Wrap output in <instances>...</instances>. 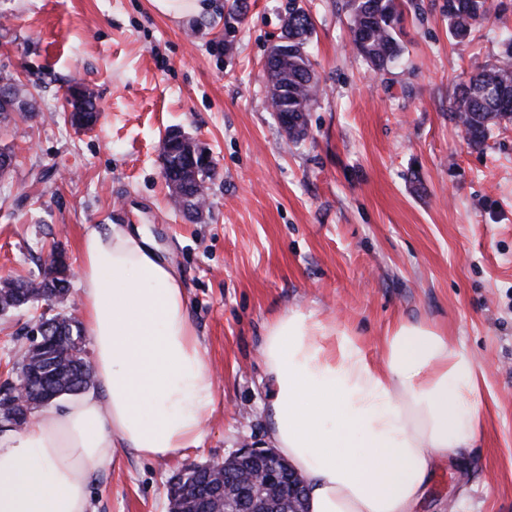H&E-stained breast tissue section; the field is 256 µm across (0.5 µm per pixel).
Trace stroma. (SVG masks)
<instances>
[{"label": "stroma", "mask_w": 512, "mask_h": 512, "mask_svg": "<svg viewBox=\"0 0 512 512\" xmlns=\"http://www.w3.org/2000/svg\"><path fill=\"white\" fill-rule=\"evenodd\" d=\"M310 10L320 95L307 137L283 135L263 64L290 3ZM445 0H404L399 58L381 71L351 46L344 0H208L173 19L151 0H0V75L41 107L0 123L18 163L0 179V278L71 263L89 228L144 227L181 277L215 383L200 448L182 459L123 450L90 482L91 512H168L186 465L266 440L267 326L299 309L354 330L378 357L396 321L438 326L484 369L481 437L437 466L419 512H512V126L472 147L458 85L500 61L512 0L473 40L448 34ZM94 128L57 109L74 82ZM212 154L211 206L188 220L163 179L170 129ZM33 309L0 313V378L18 366Z\"/></svg>", "instance_id": "1"}]
</instances>
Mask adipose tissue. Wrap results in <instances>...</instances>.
<instances>
[{
    "mask_svg": "<svg viewBox=\"0 0 512 512\" xmlns=\"http://www.w3.org/2000/svg\"><path fill=\"white\" fill-rule=\"evenodd\" d=\"M79 274L95 388L0 432V512H90L91 476L118 449L186 457L214 410L183 285L153 239L88 229ZM262 356L267 440L304 478L307 512H418L437 462L477 442L484 372L429 323H394L374 360L349 329L289 310Z\"/></svg>",
    "mask_w": 512,
    "mask_h": 512,
    "instance_id": "ef3b65f1",
    "label": "adipose tissue"
}]
</instances>
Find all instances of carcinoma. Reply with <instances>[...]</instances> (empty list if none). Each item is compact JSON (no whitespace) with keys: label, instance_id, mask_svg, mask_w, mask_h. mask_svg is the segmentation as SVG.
Listing matches in <instances>:
<instances>
[{"label":"carcinoma","instance_id":"carcinoma-1","mask_svg":"<svg viewBox=\"0 0 512 512\" xmlns=\"http://www.w3.org/2000/svg\"><path fill=\"white\" fill-rule=\"evenodd\" d=\"M489 0H447L448 33L457 41L474 37L477 27L489 15ZM350 18L352 47L377 70L394 62L401 53L399 34L402 23L400 0H346ZM313 29L312 18L301 7L288 11V22L282 37L288 39L291 53L276 62L269 58L266 66L272 72L273 88L280 92L274 107L288 108L290 116L298 123L288 129V138L294 142L307 134L308 112L317 101L320 85L309 56V35ZM503 56L509 62L500 66L485 67L464 83L455 94L452 112L464 129L469 143L474 147L484 144L495 127L512 125V34L503 39ZM37 112L35 97L24 90L20 79L0 77V122H9L18 113L31 117ZM164 169L176 180L201 190L204 182L211 180L214 170L203 171L188 167L187 159L172 150L164 158ZM40 287H31L29 280L6 279L0 290V307L7 310L23 305L39 306L41 302L63 299L69 292L68 280L43 272ZM44 336H81L78 321L61 316V321L43 328ZM40 370L56 377L59 388L72 395H79L93 387V375L88 363L77 361L47 348L30 363L16 368V375L30 378ZM212 473L206 467L189 465L172 477L167 496L175 512H198L199 497L205 487L213 483Z\"/></svg>","mask_w":512,"mask_h":512}]
</instances>
